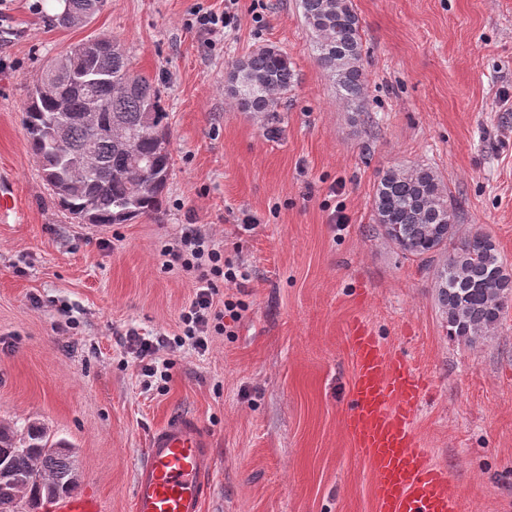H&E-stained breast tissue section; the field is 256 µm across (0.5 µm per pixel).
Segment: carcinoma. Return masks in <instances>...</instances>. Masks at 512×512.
<instances>
[{
  "mask_svg": "<svg viewBox=\"0 0 512 512\" xmlns=\"http://www.w3.org/2000/svg\"><path fill=\"white\" fill-rule=\"evenodd\" d=\"M99 0H63L52 19L70 27L73 15ZM304 22L314 36L317 59L346 105L360 101L367 85L359 16L352 0H299ZM91 61L64 53L57 70L42 71L65 97L73 120L62 147L51 140L56 115L52 99L31 94L24 129L42 164L43 179L59 204L80 222L126 224L161 213L173 166L168 114L156 85L136 74L121 44L104 37ZM291 58L275 45H262L236 62L227 91L242 109L271 117L279 95L294 84ZM108 108L92 135L81 122L87 92ZM374 223L404 257L435 266L437 300L448 337L474 344L500 321L512 300V272L493 240L479 232L459 235L448 192L430 167H392L383 172L373 194ZM11 473L15 487L0 493V512H35L43 502L68 496L79 486L73 452L49 442L46 430L30 428L28 438L0 425V470Z\"/></svg>",
  "mask_w": 512,
  "mask_h": 512,
  "instance_id": "cac0c4a2",
  "label": "carcinoma"
}]
</instances>
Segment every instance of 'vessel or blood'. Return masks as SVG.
I'll return each mask as SVG.
<instances>
[{"label": "vessel or blood", "instance_id": "1", "mask_svg": "<svg viewBox=\"0 0 512 512\" xmlns=\"http://www.w3.org/2000/svg\"><path fill=\"white\" fill-rule=\"evenodd\" d=\"M355 374L347 432L367 461L377 512H460L448 474L428 459L412 420L422 382L410 361L388 355L363 324L350 331ZM216 473L194 420H169L151 436L133 482V512H202ZM52 512H101L90 493L57 500Z\"/></svg>", "mask_w": 512, "mask_h": 512}]
</instances>
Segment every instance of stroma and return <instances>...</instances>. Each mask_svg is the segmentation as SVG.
I'll list each match as a JSON object with an SVG mask.
<instances>
[{
  "label": "stroma",
  "mask_w": 512,
  "mask_h": 512,
  "mask_svg": "<svg viewBox=\"0 0 512 512\" xmlns=\"http://www.w3.org/2000/svg\"><path fill=\"white\" fill-rule=\"evenodd\" d=\"M353 5L368 75L356 113L297 0H237L213 44L187 21L224 0H104L68 29L51 23L59 0H0V178L17 190L0 221V423L71 448L102 512H132L148 440L180 416L202 425L217 468L203 512H376L344 426L356 322L423 379L414 429L463 512H512V304L483 341L449 339L433 272L371 211L383 171L430 166L461 234L487 233L512 268V0ZM102 36L159 86L174 166L159 215L97 227L59 205L23 118L46 61ZM267 43L296 73L272 124L225 90L232 63ZM338 207L346 223H330ZM185 224L243 264L220 293L245 309L205 353L166 352L168 381L148 385L122 338L181 333L194 278L160 250Z\"/></svg>",
  "instance_id": "1"
}]
</instances>
